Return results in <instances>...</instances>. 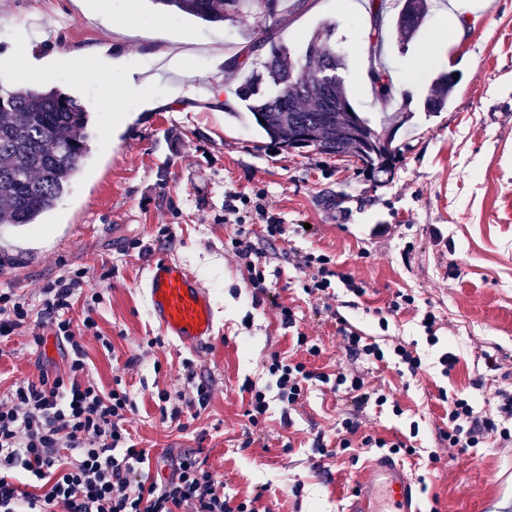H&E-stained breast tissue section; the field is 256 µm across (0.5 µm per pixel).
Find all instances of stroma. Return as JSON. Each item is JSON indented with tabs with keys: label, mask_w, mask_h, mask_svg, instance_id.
Segmentation results:
<instances>
[{
	"label": "stroma",
	"mask_w": 512,
	"mask_h": 512,
	"mask_svg": "<svg viewBox=\"0 0 512 512\" xmlns=\"http://www.w3.org/2000/svg\"><path fill=\"white\" fill-rule=\"evenodd\" d=\"M287 2L277 39L297 50L314 29L336 22L352 103L374 121L397 108L376 96L368 76L370 48L382 44L413 113L396 135L391 172L370 176L312 148L273 149L234 94L241 75L262 70L266 59L259 49L230 67L245 46L242 22L208 24L152 0H0V70L23 73L29 50L55 59L44 88L70 93L92 116L90 154L69 193L38 226L0 227V289L36 306L59 275L84 270L71 315L97 323L81 337L89 374L107 390L115 380L125 384L135 405L125 427L162 474L192 451L227 495L243 499L264 488L268 512H345L370 460L337 449L342 421L355 418L359 435L424 451L409 468L425 480L421 512H512V445L490 439L453 453L439 439L443 394L467 396L478 415L494 417L512 391V0H442L405 47L391 11L375 19L369 0ZM190 44L206 51L190 55L185 69L156 63L157 54ZM95 49L125 57L127 70L95 76ZM78 55L81 66H70ZM131 69L143 72V84L125 100L120 123L112 93ZM448 70L460 76L451 103L425 114L433 78ZM188 85L196 90L190 99L177 93ZM230 194L260 198L280 218L282 236L268 241L254 209L225 215ZM242 223L266 263L268 295H255L246 267L231 256ZM165 224L175 232L169 242L158 234ZM135 240L149 243L151 255L131 249ZM308 253L327 255L332 270L364 290L358 296L336 282L331 310L365 335L414 345L417 377L348 355L336 317L303 290ZM161 255L187 265L209 289L216 316L209 345L187 347L154 323L144 283ZM400 292L415 302L391 311ZM282 305L295 311L296 328L281 324ZM428 313L436 317L434 346L421 325ZM299 331L319 345V356L294 346ZM446 351L458 362L445 375L437 360ZM276 352L326 373L360 374L388 403L359 411L317 383L284 413L265 372ZM64 354L47 325L0 342V391L64 369ZM489 356L497 369L487 367ZM188 363L210 386L211 403L199 416L164 420L158 394L190 393ZM249 384L266 388L269 400L256 428L245 414ZM431 451L437 461L428 460Z\"/></svg>",
	"instance_id": "obj_1"
}]
</instances>
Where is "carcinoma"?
Instances as JSON below:
<instances>
[{
	"instance_id": "obj_1",
	"label": "carcinoma",
	"mask_w": 512,
	"mask_h": 512,
	"mask_svg": "<svg viewBox=\"0 0 512 512\" xmlns=\"http://www.w3.org/2000/svg\"><path fill=\"white\" fill-rule=\"evenodd\" d=\"M203 22L251 17L282 21L285 0H155ZM415 22L394 18L400 41L416 38L434 9L433 0H414ZM336 27L312 33L298 55L268 34L251 40L247 52L268 47L263 73H253L235 89L253 124L280 148L314 147L331 156L356 160L374 175L389 170L396 158L392 144L413 117L396 112L380 127L354 108L345 85L348 61L333 42ZM378 92L393 94L386 70L371 73ZM458 81L443 72L424 103L428 113L442 111ZM89 114L71 95L0 83V224H39L68 192L89 154Z\"/></svg>"
}]
</instances>
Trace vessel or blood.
<instances>
[{"mask_svg":"<svg viewBox=\"0 0 512 512\" xmlns=\"http://www.w3.org/2000/svg\"><path fill=\"white\" fill-rule=\"evenodd\" d=\"M146 288L151 316L165 335L192 348L213 340L211 294L185 264L157 258ZM372 470V480L358 488L349 512H419L413 481L400 463L382 456L373 461Z\"/></svg>","mask_w":512,"mask_h":512,"instance_id":"vessel-or-blood-1","label":"vessel or blood"}]
</instances>
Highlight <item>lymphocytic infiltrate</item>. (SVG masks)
I'll return each instance as SVG.
<instances>
[{
    "instance_id": "lymphocytic-infiltrate-1",
    "label": "lymphocytic infiltrate",
    "mask_w": 512,
    "mask_h": 512,
    "mask_svg": "<svg viewBox=\"0 0 512 512\" xmlns=\"http://www.w3.org/2000/svg\"><path fill=\"white\" fill-rule=\"evenodd\" d=\"M231 245L248 269L250 288L266 293L265 266L250 230L239 227ZM82 278L79 270L58 277L44 288L37 308L13 291L0 290V339L26 328L36 316L69 345L66 371L41 372L37 380L0 395V512H266L263 489L242 500L226 495L223 483L195 454L177 459L170 476L154 474L149 451L136 447L124 426L134 408L128 392L120 387L101 390L89 378L86 353L75 339L70 316ZM339 332L349 353L382 363L393 356L410 375H418L421 359L402 342L381 347L345 321ZM267 373L289 410L315 381L350 395L360 409L387 401L360 375H330L277 354ZM186 381L191 394L158 395L170 404L171 421L186 410L201 414L210 404L211 390L197 381L195 371H187ZM500 411L498 419L480 417L468 398L453 396L448 402L449 447L475 448L488 435L511 441V395Z\"/></svg>"
}]
</instances>
